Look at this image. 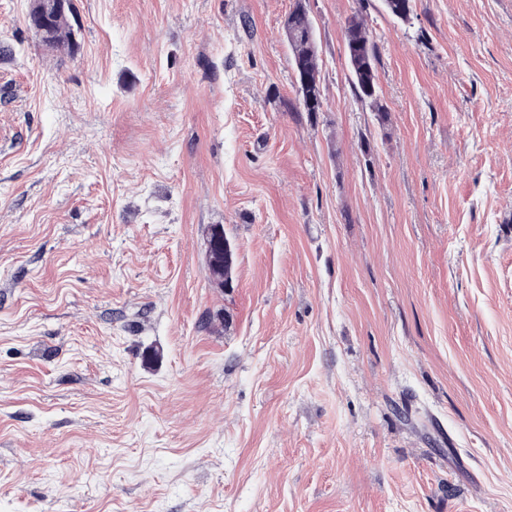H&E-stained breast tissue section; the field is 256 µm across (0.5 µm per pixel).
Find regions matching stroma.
I'll return each mask as SVG.
<instances>
[{
  "label": "stroma",
  "mask_w": 512,
  "mask_h": 512,
  "mask_svg": "<svg viewBox=\"0 0 512 512\" xmlns=\"http://www.w3.org/2000/svg\"><path fill=\"white\" fill-rule=\"evenodd\" d=\"M72 3L0 0V512H512V0H308L313 120L294 0ZM35 1L36 3L32 5L28 16L33 15V17H35V14L41 13L44 3L43 12L48 15L39 26L33 25L32 21L27 17L28 28L34 33L35 37L42 45L55 49V51L67 55L70 58L74 57L78 50V42L76 40L74 25L72 24V20L74 23L75 20L71 0L70 3L68 0H46L44 3L42 0ZM60 10L64 11L57 12ZM40 29H42V31H40ZM291 48V64L298 94L297 112H306L313 120L323 106L319 51L306 0H295L283 22ZM344 36L355 94L384 123L388 111L381 101L377 84L378 45L362 13H355L348 18ZM221 244V247H218ZM208 246V263L213 282L219 288L230 290L233 288V282L224 277V256L226 261H230L231 245L222 226L210 228V237Z\"/></svg>",
  "instance_id": "stroma-1"
}]
</instances>
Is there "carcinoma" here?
Listing matches in <instances>:
<instances>
[{
    "label": "carcinoma",
    "instance_id": "obj_1",
    "mask_svg": "<svg viewBox=\"0 0 512 512\" xmlns=\"http://www.w3.org/2000/svg\"><path fill=\"white\" fill-rule=\"evenodd\" d=\"M383 5L389 15L399 19H407L413 12V0H383ZM72 20L73 9L69 6L61 12L48 14L39 26L30 20L27 26L42 45L72 58L78 50ZM283 29L291 48L298 94L296 111L306 113L312 120L322 110L323 95L318 45L306 0H295L293 9L284 19ZM344 36L355 94L383 123L388 111L377 84L378 45L363 14L355 13L348 18Z\"/></svg>",
    "mask_w": 512,
    "mask_h": 512
}]
</instances>
